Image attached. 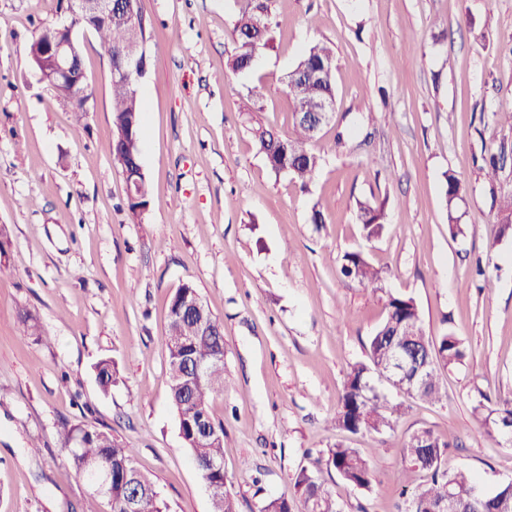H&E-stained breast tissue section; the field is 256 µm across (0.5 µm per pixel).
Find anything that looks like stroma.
<instances>
[{
  "label": "stroma",
  "instance_id": "obj_1",
  "mask_svg": "<svg viewBox=\"0 0 512 512\" xmlns=\"http://www.w3.org/2000/svg\"><path fill=\"white\" fill-rule=\"evenodd\" d=\"M151 64L140 84L141 162L151 198L127 204L111 153L107 54L81 42L91 96L75 131L70 105L42 83L28 45L58 0H0V512H82L89 482L66 465L64 427L91 425L132 448L165 512H211L210 492L179 435L160 342L171 296L197 288L224 326L229 381L212 402L224 425V471L237 512L293 497V476L336 443L360 449L371 490L323 468L343 512H396L401 445L427 427L452 466L483 489L512 478V444L472 413L480 395L512 394V236L497 237V199L512 191V0H272L280 27L251 72L228 67L232 0H140ZM336 55V104L313 148L307 189L270 170L252 134L290 135L285 77L310 44ZM263 85L262 98L249 87ZM504 156L497 173L482 157ZM462 193L455 213L445 175ZM383 207L366 240L359 203ZM325 221L314 224L313 209ZM456 217L459 235L448 231ZM363 251L381 273L344 280ZM484 268L494 292L485 296ZM414 298L429 336L454 329L466 357L440 375L447 397L405 400L393 430L334 424L352 364L367 359L388 296ZM47 340L27 336L20 311ZM112 359L109 392L94 366ZM340 273L343 277L357 281L365 287L374 286L380 273L360 251L345 253L341 259Z\"/></svg>",
  "mask_w": 512,
  "mask_h": 512
}]
</instances>
